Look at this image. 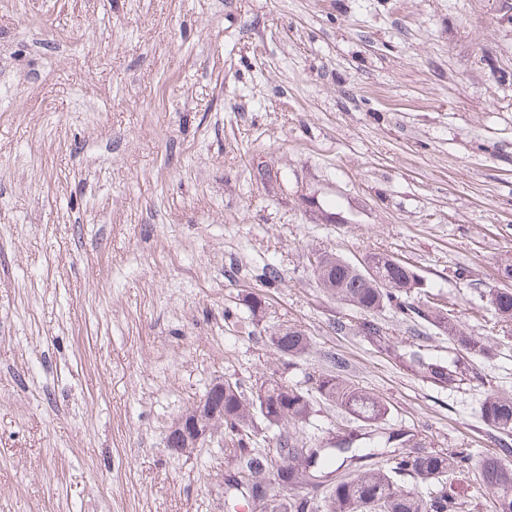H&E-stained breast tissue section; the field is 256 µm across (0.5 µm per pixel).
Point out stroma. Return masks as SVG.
Instances as JSON below:
<instances>
[{
  "label": "stroma",
  "instance_id": "35a3bbf8",
  "mask_svg": "<svg viewBox=\"0 0 512 512\" xmlns=\"http://www.w3.org/2000/svg\"><path fill=\"white\" fill-rule=\"evenodd\" d=\"M323 252L395 254L491 356L426 382L397 348L447 336L386 311L394 349L366 341ZM508 263L512 0H0V512H249L221 436L176 455L167 430L222 380L307 388L328 352L379 431L512 463L479 417L512 398ZM282 323L311 342L291 364ZM368 430L319 402L296 433ZM489 295L490 304L500 321L512 324V288H495L489 291Z\"/></svg>",
  "mask_w": 512,
  "mask_h": 512
}]
</instances>
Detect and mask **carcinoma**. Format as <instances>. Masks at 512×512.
<instances>
[{"label":"carcinoma","mask_w":512,"mask_h":512,"mask_svg":"<svg viewBox=\"0 0 512 512\" xmlns=\"http://www.w3.org/2000/svg\"><path fill=\"white\" fill-rule=\"evenodd\" d=\"M325 265V270L314 273L318 286L363 314L356 330L369 341L381 344L388 340L387 328L378 321L379 314L387 309L407 316L413 314L448 335L453 351L446 360L427 358L411 347L399 354L428 382L450 391L459 388L462 378L455 350L473 355L485 352L483 337L471 335L448 311L420 299L424 284L409 264L383 265L378 269L377 281L366 280L337 255H326ZM489 295L500 321L512 324V288H495ZM272 344L281 356L292 361L306 354L309 340L303 330L290 328L274 337ZM327 362V368L308 375L312 383L309 391L298 387L284 391L271 386L265 395L268 418L262 423L277 428L289 422L303 423L318 399L356 421L372 425L385 420L388 407L383 400L350 383L346 364L340 357L331 355ZM213 399L224 402L222 433L233 439L229 453L235 468L224 480V495L228 497L256 499L259 488L274 470L290 487L305 486L313 492L326 488L323 505L312 497L301 496L289 499L283 512H461L465 501L450 488L473 481L491 492L492 512H512V466L496 454L476 458L469 448L424 450L404 434L395 432L386 436L370 434L362 448L353 447L351 441L338 442L333 448H301L297 437L285 431L272 459L255 449V433L251 429L254 398L248 397L239 383L226 380L224 395H215ZM480 416L494 430L512 433V399L498 391L485 392ZM383 454L391 457L392 464H373L353 478L332 481L340 468ZM401 477H410L432 490L426 494L404 491L398 486Z\"/></svg>","instance_id":"obj_1"}]
</instances>
